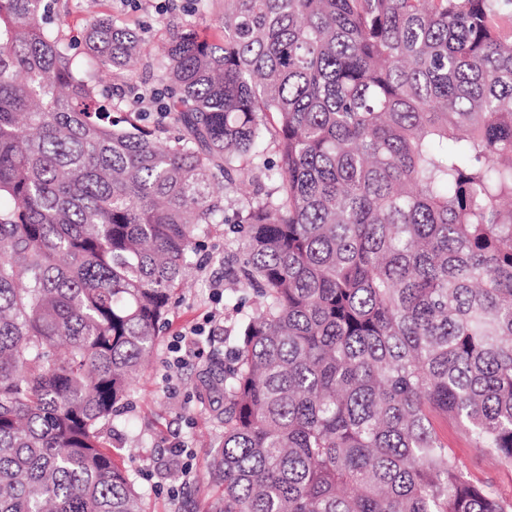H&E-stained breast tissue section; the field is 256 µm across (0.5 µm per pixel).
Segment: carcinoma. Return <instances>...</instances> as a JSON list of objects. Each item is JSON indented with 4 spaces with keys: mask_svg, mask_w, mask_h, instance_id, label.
<instances>
[{
    "mask_svg": "<svg viewBox=\"0 0 512 512\" xmlns=\"http://www.w3.org/2000/svg\"><path fill=\"white\" fill-rule=\"evenodd\" d=\"M0 0V512H143L102 449L224 196L242 198L218 512H512V0H194L159 57L110 16L79 73ZM169 84L139 124L137 67ZM272 138L277 161L265 158ZM441 436L448 442L453 455L474 476L482 481H491L498 493L506 499L512 498V469L498 466L472 447L469 441L450 425L442 424Z\"/></svg>",
    "mask_w": 512,
    "mask_h": 512,
    "instance_id": "carcinoma-1",
    "label": "carcinoma"
}]
</instances>
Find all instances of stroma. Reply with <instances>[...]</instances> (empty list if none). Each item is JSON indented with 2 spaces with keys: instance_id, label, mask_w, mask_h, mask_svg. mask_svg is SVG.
<instances>
[{
  "instance_id": "stroma-1",
  "label": "stroma",
  "mask_w": 512,
  "mask_h": 512,
  "mask_svg": "<svg viewBox=\"0 0 512 512\" xmlns=\"http://www.w3.org/2000/svg\"><path fill=\"white\" fill-rule=\"evenodd\" d=\"M95 10L139 29L148 49L156 53L173 27L187 19L190 4L188 0H98ZM240 197L239 190H227L225 221L211 225L203 247L192 254L187 282L175 292L151 362L133 381L120 408L121 423L105 426L101 432L104 448L128 471L141 492L145 512H216L222 493L206 462L222 435L219 419L224 412V394L219 377L224 367V341L236 335L239 324L259 306L251 294L242 302L232 301L230 279L225 275L237 252L232 229ZM214 310L223 311L224 323L213 333L210 352L191 360L177 377L167 378L163 361L171 337L202 322ZM440 433L474 478L492 482L503 498H512L511 468L479 454L452 426L442 425ZM179 442L195 448L197 476L181 487L174 499L167 492L173 480L167 468L168 450Z\"/></svg>"
}]
</instances>
